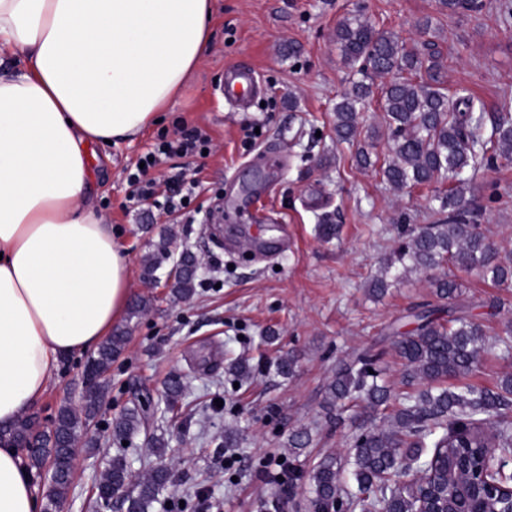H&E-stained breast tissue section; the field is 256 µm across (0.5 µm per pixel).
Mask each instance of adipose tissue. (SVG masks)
<instances>
[{
  "label": "adipose tissue",
  "instance_id": "obj_1",
  "mask_svg": "<svg viewBox=\"0 0 512 512\" xmlns=\"http://www.w3.org/2000/svg\"><path fill=\"white\" fill-rule=\"evenodd\" d=\"M213 0H0V430L63 358L100 345L130 294L124 248L93 203L89 143L134 140L210 47ZM0 512H39L0 441Z\"/></svg>",
  "mask_w": 512,
  "mask_h": 512
}]
</instances>
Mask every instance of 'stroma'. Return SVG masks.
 <instances>
[{"label": "stroma", "instance_id": "35a3bbf8", "mask_svg": "<svg viewBox=\"0 0 512 512\" xmlns=\"http://www.w3.org/2000/svg\"><path fill=\"white\" fill-rule=\"evenodd\" d=\"M474 12H450L439 0H214L210 50L159 123L131 142L96 145L95 202L128 257L131 300L150 306L122 317L124 353L113 363L100 417L108 421L150 395L159 409L154 425L168 441L157 456L145 438L128 452L133 480L153 467L169 470L166 496L204 493L219 512H306L305 485L267 483L261 464L293 457L310 469L322 457L346 451L357 422L336 411L327 385L338 362L356 352L379 354L385 378L401 379L393 331L413 327L422 303L440 307L428 276L409 273L379 300L368 288L381 260L397 242L401 224H432L429 188L396 190L378 168L360 167L357 148L337 141L335 105L350 73L334 38L345 17L362 14L376 30L408 46L431 41L447 64L446 87L471 94L485 112L512 113V15L502 0H481ZM431 22L428 33L417 27ZM251 66L259 88L242 108L219 90L226 69ZM196 127L210 139L205 157L164 159L152 177L195 182L180 212L130 201L125 170L151 150L160 133ZM476 220L492 240L512 248V163L473 178ZM336 224L321 237V219ZM172 237L173 255L199 260L189 300L175 299L165 280L143 276V258L160 235ZM465 300L488 337L512 326V289L494 287L477 272L461 273ZM499 299L501 307L486 303ZM295 356L292 375L271 362ZM255 366L250 379L229 372L232 361ZM85 356L63 359L44 399L29 412L46 423L61 405H79L86 386ZM180 379L183 394L165 411L167 386ZM306 428L311 444L295 452L289 437ZM239 457L226 468V431ZM107 444L77 451L65 512H91L90 498Z\"/></svg>", "mask_w": 512, "mask_h": 512}]
</instances>
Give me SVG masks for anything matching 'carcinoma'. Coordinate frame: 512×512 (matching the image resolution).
<instances>
[{"label": "carcinoma", "instance_id": "1", "mask_svg": "<svg viewBox=\"0 0 512 512\" xmlns=\"http://www.w3.org/2000/svg\"><path fill=\"white\" fill-rule=\"evenodd\" d=\"M336 43L355 77L351 92L335 106L336 140L351 141L360 135V112L373 94L375 78L389 75L381 94L391 155L382 166V176L398 190L440 186L432 200L438 203L434 212L443 219L398 231V247L388 255L371 292L379 297L409 272L446 266L448 270L431 281L446 306L415 312L412 330L393 332L403 361L400 386L384 379L380 357L368 351L336 368L327 386L336 409L357 407L377 414L391 406L392 413L382 416L379 424L360 427L346 456L327 455L308 471L288 463L280 473L281 483L292 487L307 481L313 512H416L417 495L393 477L410 467L421 479L447 485L448 472L462 455L450 439L452 434L463 430L473 447L489 441L498 452L512 454L511 374L494 389L440 385L471 373L487 342L485 326L462 299L463 283L455 271L476 270L498 287L512 288V250L495 245L480 225L470 222L471 200L466 198L472 183L469 175L495 167L500 159L512 161V115L489 117L472 96L445 94L447 66L432 42L423 44L420 52L394 34L376 30L362 16L352 15L338 24ZM421 70L425 78H411ZM151 247L144 277L156 280L171 259V240L162 235ZM197 269L198 259L190 253L170 269L176 299L194 294ZM127 341L128 331L117 328L88 359L83 377L89 392L81 408L61 406L44 427L23 417L10 430L9 437L26 451L28 465L37 474L48 469V458H55L57 470L48 473L42 512H59L73 481L70 461L77 447L95 448L102 437L115 452L106 456L95 482L99 499L117 496L125 512H151L166 490L167 470L157 467L134 490L126 491L128 450L146 432L150 402H134L105 424L98 420L112 363Z\"/></svg>", "mask_w": 512, "mask_h": 512}]
</instances>
